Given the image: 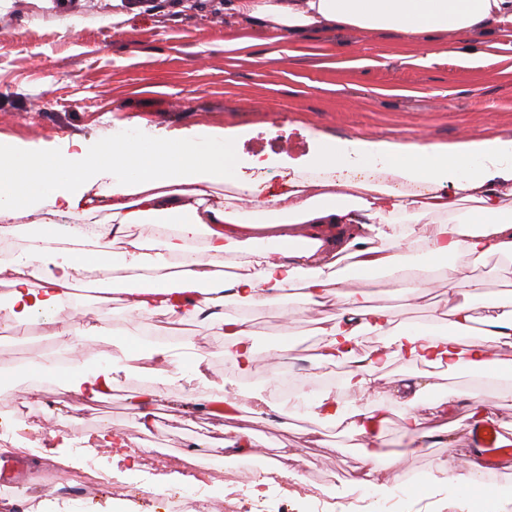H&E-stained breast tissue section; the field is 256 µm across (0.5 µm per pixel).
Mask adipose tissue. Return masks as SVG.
Returning a JSON list of instances; mask_svg holds the SVG:
<instances>
[{"instance_id": "adipose-tissue-1", "label": "adipose tissue", "mask_w": 512, "mask_h": 512, "mask_svg": "<svg viewBox=\"0 0 512 512\" xmlns=\"http://www.w3.org/2000/svg\"><path fill=\"white\" fill-rule=\"evenodd\" d=\"M234 7L273 42L323 27L394 31L411 45L425 32L474 36L512 23V0H235ZM232 141L228 132L205 148L175 135L52 158L25 149L1 156L0 222L35 214L44 232L7 262L12 276L0 311L24 329L63 309L76 274L110 272L129 315L213 321L225 364L246 374L254 364L248 320L224 317V305L272 307L295 288L321 336L320 364L352 360L361 337H386L383 348L347 371L345 385L371 390L397 357L436 375H491L499 396H512V294L485 292L460 264L494 259L512 274V207L505 204L512 197V139L330 143L306 167L288 171L277 193L265 178L237 172ZM357 169L372 171L373 179H354ZM104 212L121 251H110L102 234L78 230L99 223ZM133 224L150 225L151 238L130 234ZM408 251L421 258L414 290L440 279L448 284L451 305L438 322L402 327L388 307L369 300L376 272L404 271ZM350 280L360 290L346 291ZM332 296L347 311L321 318ZM475 301L486 311L481 339L470 336ZM116 367L78 366L61 384L97 401ZM296 401L318 421L357 436L384 414L380 406L342 412L328 393L303 390Z\"/></svg>"}]
</instances>
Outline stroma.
<instances>
[{
    "label": "stroma",
    "instance_id": "1",
    "mask_svg": "<svg viewBox=\"0 0 512 512\" xmlns=\"http://www.w3.org/2000/svg\"><path fill=\"white\" fill-rule=\"evenodd\" d=\"M228 0H0V145L60 152L75 141L93 148L108 140L147 137L162 141L206 128L236 134L239 163L265 152L276 166L300 165L320 138L346 142L361 136L406 137L417 133L437 144L465 139H512V23L479 37L421 34L420 48L392 31L320 29L268 42L262 29L242 20ZM433 52L420 60V49ZM374 304L390 306L397 323L440 317L441 289L414 299L372 290ZM256 360L250 377L224 363L222 337L211 326H181L202 371L223 383L228 399L248 393L247 420L211 417L184 399L189 385L170 384L158 401L155 422L142 429L127 395L153 382L146 371H117L110 395L88 401L41 377L39 397L55 412L38 414L23 454L37 476L10 493L37 503L38 512H163L159 495L192 481L182 460L189 443L207 441L213 455L236 428L251 429L266 457L295 452L316 478L334 476L349 485L364 459L359 438L341 426H321L289 416L275 392L267 359L274 344L321 384L329 369L317 366L320 338L313 323L260 308L249 315ZM389 382L374 393L390 406L375 450L371 512H468L483 487L461 496L460 479L443 492L422 483L449 453L465 456L472 443L473 375L426 379L422 367L395 361ZM423 398L451 395L445 418L450 447L411 450L401 414L406 389ZM60 411L80 412L84 441L96 458L97 478L75 499L60 496L63 478L81 474L85 461L54 425ZM122 439L132 458L116 460L101 431ZM153 473V490L135 494L125 479L131 469Z\"/></svg>",
    "mask_w": 512,
    "mask_h": 512
}]
</instances>
